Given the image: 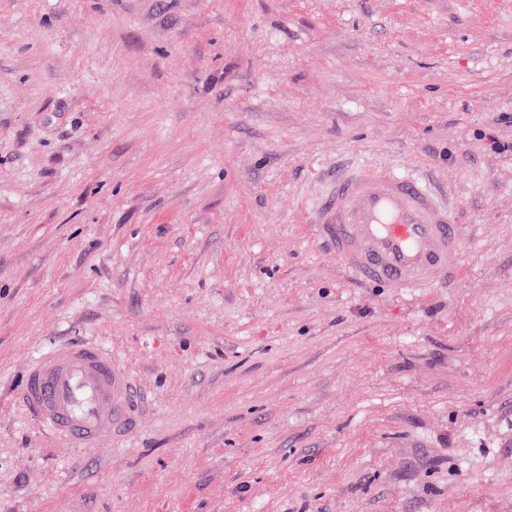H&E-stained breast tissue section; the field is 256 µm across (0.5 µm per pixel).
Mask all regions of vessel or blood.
<instances>
[{
	"instance_id": "1",
	"label": "vessel or blood",
	"mask_w": 512,
	"mask_h": 512,
	"mask_svg": "<svg viewBox=\"0 0 512 512\" xmlns=\"http://www.w3.org/2000/svg\"><path fill=\"white\" fill-rule=\"evenodd\" d=\"M315 223L356 280L414 293L448 284L462 253L446 195L405 165L362 163L337 171ZM22 401L36 423L68 446L102 448L135 421L127 374L111 352L64 344L28 367Z\"/></svg>"
}]
</instances>
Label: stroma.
I'll return each instance as SVG.
<instances>
[{"mask_svg":"<svg viewBox=\"0 0 512 512\" xmlns=\"http://www.w3.org/2000/svg\"><path fill=\"white\" fill-rule=\"evenodd\" d=\"M451 191L449 287H362L337 164ZM111 351L80 453L18 399ZM0 512H512V0H0ZM22 401L41 428L78 449L112 445V436L136 421L127 374L96 345L64 344L38 354Z\"/></svg>","mask_w":512,"mask_h":512,"instance_id":"stroma-1","label":"stroma"}]
</instances>
